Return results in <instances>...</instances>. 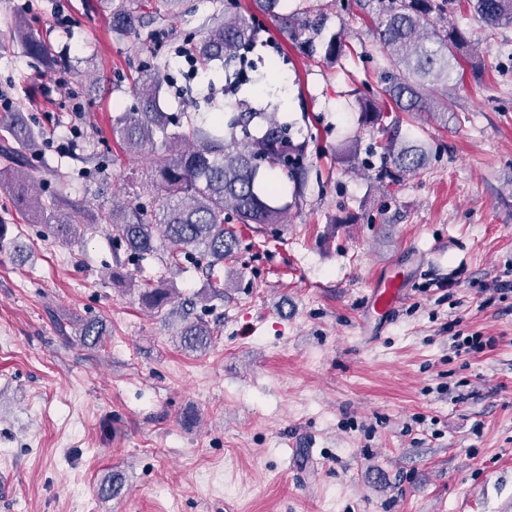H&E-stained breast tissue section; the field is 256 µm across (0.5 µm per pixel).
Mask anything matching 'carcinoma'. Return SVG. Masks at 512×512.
<instances>
[{
  "label": "carcinoma",
  "mask_w": 512,
  "mask_h": 512,
  "mask_svg": "<svg viewBox=\"0 0 512 512\" xmlns=\"http://www.w3.org/2000/svg\"><path fill=\"white\" fill-rule=\"evenodd\" d=\"M256 10L278 22L283 37L307 45L309 53H324L327 60L346 55V44L334 35L327 45L315 41L319 18L309 9L291 13L288 0H252ZM362 9L375 23L376 41L385 53L386 69L380 75L379 100L360 104L362 124L386 135L380 154L379 173L396 180L421 169L427 152L401 136L399 121L386 111L392 104L397 112L411 117L427 115L448 124V98L425 93L430 85H448L460 64V48L467 42L464 31L452 22L438 24L434 16L453 9L455 0H361ZM471 11L488 30L512 26V0H466ZM112 31L129 33L146 27L154 16L129 8L125 2L109 10ZM14 28L26 53L46 70L59 66L53 46L43 39L24 17ZM259 43V28L251 12L234 11L222 17L201 35L190 50L192 61L204 70L216 62L248 63L247 53ZM163 77L145 70L137 78L136 103L112 119V137L128 158L154 153L149 178L142 191L130 194L119 186L113 197L122 203L91 214L90 223L103 226L120 245L137 271L144 262L158 259L179 267L190 262L207 278L214 296H221L224 281L220 269L224 259L239 249L237 227L230 218L255 232L283 223L292 206L299 205L307 180L304 158L308 139L288 137L278 113L256 112L246 101L233 103L236 112L226 123L219 118L199 120L187 112L169 113L160 106ZM41 146V133L12 112L0 113V153L6 164L0 168V185L7 183L13 205L25 216H35L44 233L67 242L86 228L72 218L73 202L67 192V176H53L55 190L44 196L33 190L41 168L33 157ZM279 169L283 178L266 183L262 167ZM293 191H288V184ZM174 286L151 279L141 282L138 300L150 310H161L178 302ZM178 333V345L188 353H203L213 343V330L200 317L185 313ZM81 344L99 346L107 336L105 322L98 318L81 321ZM125 477L119 471L104 476L100 494L109 499L121 495Z\"/></svg>",
  "instance_id": "1"
}]
</instances>
